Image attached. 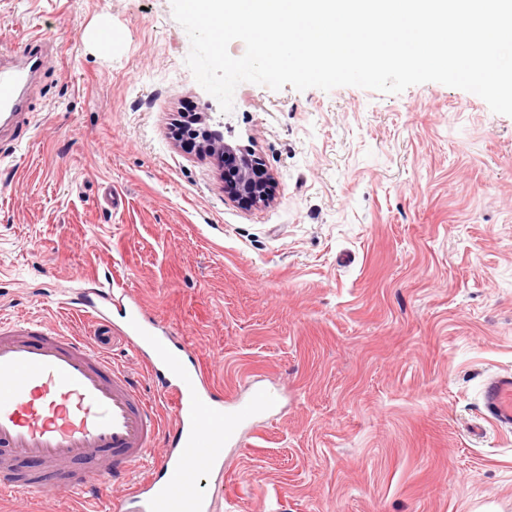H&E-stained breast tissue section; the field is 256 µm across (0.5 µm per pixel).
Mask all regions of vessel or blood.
Segmentation results:
<instances>
[{"mask_svg":"<svg viewBox=\"0 0 512 512\" xmlns=\"http://www.w3.org/2000/svg\"><path fill=\"white\" fill-rule=\"evenodd\" d=\"M22 81V69L0 67L1 112L17 107ZM66 306L88 316L96 339L38 319H0V488L76 497L120 480L127 492L115 512H211L199 485L223 472L225 444L273 395L261 390L225 405L192 345L127 288L99 282L74 291ZM116 336L139 356L169 418L114 366L108 347ZM481 405L486 419L512 428L511 372L487 375Z\"/></svg>","mask_w":512,"mask_h":512,"instance_id":"1","label":"vessel or blood"}]
</instances>
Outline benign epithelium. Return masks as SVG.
I'll list each match as a JSON object with an SVG mask.
<instances>
[{
	"label": "benign epithelium",
	"mask_w": 512,
	"mask_h": 512,
	"mask_svg": "<svg viewBox=\"0 0 512 512\" xmlns=\"http://www.w3.org/2000/svg\"><path fill=\"white\" fill-rule=\"evenodd\" d=\"M178 128L197 139L198 152L224 167L225 193L248 207H264L273 202L275 178L260 157L245 147L226 142L223 132L210 129L199 113H182Z\"/></svg>",
	"instance_id": "obj_1"
}]
</instances>
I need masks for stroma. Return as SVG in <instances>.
<instances>
[{
  "label": "stroma",
  "mask_w": 512,
  "mask_h": 512,
  "mask_svg": "<svg viewBox=\"0 0 512 512\" xmlns=\"http://www.w3.org/2000/svg\"><path fill=\"white\" fill-rule=\"evenodd\" d=\"M29 30L44 64L0 127V316L88 335L57 302L111 278L225 397L282 392L203 480L214 512H512V431L479 416L485 376L512 372L511 116L436 82L243 83L222 112L171 0H0V40ZM188 103L262 158L273 203L176 143Z\"/></svg>",
  "instance_id": "35a3bbf8"
}]
</instances>
